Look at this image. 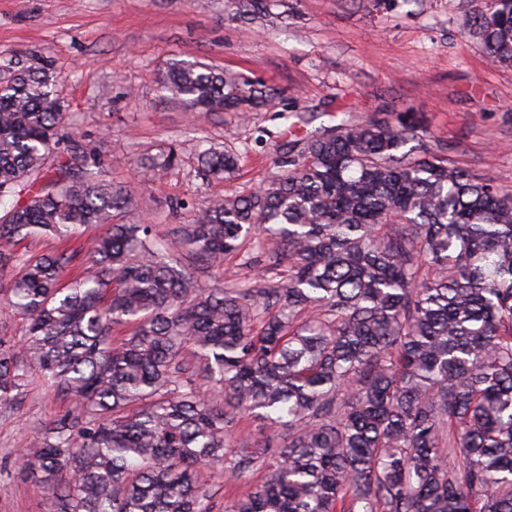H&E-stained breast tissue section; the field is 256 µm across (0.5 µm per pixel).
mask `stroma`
<instances>
[{
	"mask_svg": "<svg viewBox=\"0 0 512 512\" xmlns=\"http://www.w3.org/2000/svg\"><path fill=\"white\" fill-rule=\"evenodd\" d=\"M480 0H279L284 19L250 32L229 0H0V78L38 57L58 76L70 128L95 145L103 179L136 186L126 224L177 240L197 203L224 185L196 174L200 149L252 144L242 180L272 172L263 131L298 110L311 129L337 118L415 112L457 165L512 192V67L491 64L470 36ZM202 61L274 90L249 121L196 115L169 101L159 79L171 62ZM176 148L181 165L160 178L141 166ZM65 403L30 380L21 409L0 413V512H44L18 471L31 430Z\"/></svg>",
	"mask_w": 512,
	"mask_h": 512,
	"instance_id": "stroma-1",
	"label": "stroma"
}]
</instances>
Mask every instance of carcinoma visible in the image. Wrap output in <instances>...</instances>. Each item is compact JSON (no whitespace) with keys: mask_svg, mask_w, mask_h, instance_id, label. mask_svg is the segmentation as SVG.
Masks as SVG:
<instances>
[{"mask_svg":"<svg viewBox=\"0 0 512 512\" xmlns=\"http://www.w3.org/2000/svg\"><path fill=\"white\" fill-rule=\"evenodd\" d=\"M231 4L259 23L273 0ZM469 34L512 67V0H481ZM56 83L36 58L0 86V201L15 199L0 270H17L0 292L26 322L0 336V413L33 374L68 402L19 466L47 512H213L216 465L227 490L264 471L224 512H512V192L450 161L408 113L302 134L296 112L268 133L274 172L258 188L234 185L249 145L200 152L197 174L227 186L175 249L117 221L134 190L94 172ZM160 86L204 114L273 96L203 62L172 64ZM89 228L76 248L13 250ZM233 259L274 276L197 280ZM242 417L265 444L231 447Z\"/></svg>","mask_w":512,"mask_h":512,"instance_id":"1","label":"carcinoma"}]
</instances>
